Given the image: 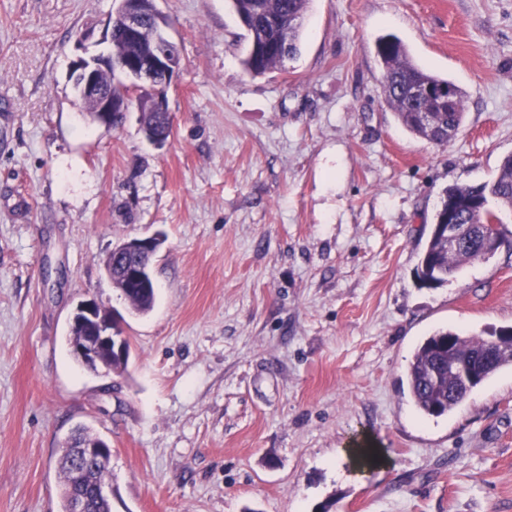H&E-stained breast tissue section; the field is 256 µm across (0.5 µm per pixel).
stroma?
<instances>
[{
    "instance_id": "stroma-1",
    "label": "stroma",
    "mask_w": 512,
    "mask_h": 512,
    "mask_svg": "<svg viewBox=\"0 0 512 512\" xmlns=\"http://www.w3.org/2000/svg\"><path fill=\"white\" fill-rule=\"evenodd\" d=\"M115 7L0 0V512H60L81 424L112 447V512H512V366L439 418L406 380L434 330L512 327V249L414 278L443 190L512 154V0H310L258 76L231 0H158L181 55L160 147L69 81ZM389 34L464 91L447 146L385 104ZM157 233L136 315L103 260ZM92 297L123 317L124 372L70 353Z\"/></svg>"
}]
</instances>
